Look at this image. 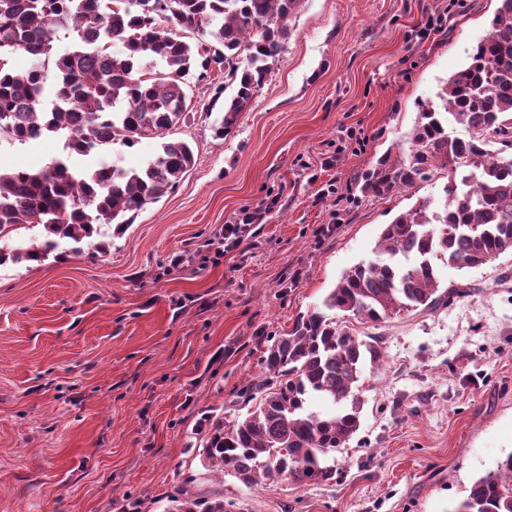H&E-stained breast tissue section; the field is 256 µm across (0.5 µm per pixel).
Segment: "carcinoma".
Returning <instances> with one entry per match:
<instances>
[{"instance_id": "cac0c4a2", "label": "carcinoma", "mask_w": 512, "mask_h": 512, "mask_svg": "<svg viewBox=\"0 0 512 512\" xmlns=\"http://www.w3.org/2000/svg\"><path fill=\"white\" fill-rule=\"evenodd\" d=\"M301 0H0V136L24 143L67 131L68 153L99 146L132 148L157 139V154L139 167L101 164L81 174L67 157L37 169L0 163V239L42 227L44 240L12 250L7 262H38L60 243L81 244L117 229L127 215L173 189L193 166L191 147L169 138L186 121L187 88L212 65L224 69L232 94L215 128L228 135L263 88L288 38ZM76 34L66 49L55 34ZM200 37L197 42L187 35ZM121 44L122 50L112 51ZM40 63L25 71L13 58ZM53 83H48V73ZM422 105L407 155H382L361 177L360 191L382 199L445 170V202L423 198L382 225L378 260L345 272L322 308L273 338L263 378L248 388L255 406L232 423L218 418L203 439L211 472L250 487L281 478L328 484L336 467L325 459L360 428L358 383L364 366L380 363L377 340L337 323L336 312L376 325L404 311H435L466 293L440 290L439 260L464 268L512 254V0H501L491 28L437 94ZM469 131L448 133L443 114ZM313 396L341 405L322 413ZM178 512H232L220 499L186 496ZM452 512H512V453L473 482Z\"/></svg>"}]
</instances>
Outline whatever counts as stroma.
Returning <instances> with one entry per match:
<instances>
[{
    "label": "stroma",
    "instance_id": "1",
    "mask_svg": "<svg viewBox=\"0 0 512 512\" xmlns=\"http://www.w3.org/2000/svg\"><path fill=\"white\" fill-rule=\"evenodd\" d=\"M500 0H303L269 81L231 133L211 68L192 82L174 139L195 163L106 250L0 266V512H174L182 491L233 512H449L512 453V255L439 265L466 296L377 325L379 366L359 382L361 426L327 484L217 478L206 420L244 413L274 336L374 260L382 225L446 173L382 199L359 179L409 151L418 104L488 32ZM52 135L0 140V163L62 156ZM259 213L237 249L210 243Z\"/></svg>",
    "mask_w": 512,
    "mask_h": 512
}]
</instances>
